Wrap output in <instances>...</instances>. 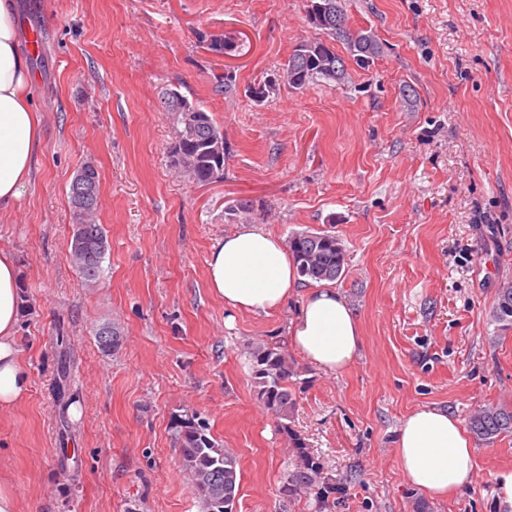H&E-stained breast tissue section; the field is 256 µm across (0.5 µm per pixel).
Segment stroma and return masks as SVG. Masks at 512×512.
<instances>
[{
  "mask_svg": "<svg viewBox=\"0 0 512 512\" xmlns=\"http://www.w3.org/2000/svg\"><path fill=\"white\" fill-rule=\"evenodd\" d=\"M306 5L16 0L21 30L40 34L42 124L36 171L0 212L30 380L0 410V479L21 512H202L173 429L187 410L239 460L234 512H319L282 490L297 457L256 399L249 358L252 342L287 341L301 298L255 316L207 287L212 244L244 224L326 231L346 249L336 287L362 346L334 374L295 359L291 426L323 467L327 512H504L512 435L475 442L470 485L431 500L403 479L396 432L419 407L463 424L479 405L512 410V330L491 320L512 281V0H345L352 28L382 45L373 64L254 102L249 87L311 35ZM216 33L239 38L238 53H212ZM175 85L224 131L220 181L171 166L175 116L160 96ZM88 161L108 243L93 288L68 258L69 188ZM241 199L253 211L225 218ZM107 324L121 332L114 352L94 335Z\"/></svg>",
  "mask_w": 512,
  "mask_h": 512,
  "instance_id": "obj_1",
  "label": "stroma"
}]
</instances>
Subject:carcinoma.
<instances>
[{"label": "carcinoma", "instance_id": "carcinoma-1", "mask_svg": "<svg viewBox=\"0 0 512 512\" xmlns=\"http://www.w3.org/2000/svg\"><path fill=\"white\" fill-rule=\"evenodd\" d=\"M319 0H309L306 11L307 25L315 35L300 39L293 47L288 60L280 68L286 75L284 84L299 90L309 84L325 80L340 83L347 77L346 62L322 36L346 46L348 55L357 57L361 48L372 44L367 59L380 55L382 46L374 34L366 31L336 29L334 26H319L311 19V9ZM239 48L238 39L225 33L210 36L208 49L217 54L229 55ZM162 108L179 115L174 130V141L170 148L171 161L184 155L191 159L194 178L199 182L208 181L213 175L224 176V168L214 170V162L208 147L214 144L224 146V131L197 102H191L176 89H167L160 97ZM199 115L198 123L188 126L184 112ZM97 207L83 213L76 212L79 223L86 225L92 247L98 254L96 262L82 268L84 261L75 252H69V260L82 282L93 285L99 282L102 262L107 249V237L102 225L96 223ZM288 246L297 265L298 273L306 282H334L345 277L346 252L336 235L319 231H297L292 233ZM492 321L497 331L512 329V282L499 287L497 302L493 309ZM253 383L259 403L276 419L279 429L295 448L298 461L288 474L285 491L290 496L315 494L319 507L327 506V491L320 484L321 463L307 451L301 438L291 428L297 406V393L292 377L297 375L295 365L287 350L269 343H255L250 347ZM473 434L490 444L501 435L512 433V410L503 407L480 406L469 417ZM180 448L183 469L191 478L199 495L204 512H233L231 507L238 492L240 468L237 456L223 448L211 435L208 424L195 412L178 416L174 422ZM229 509H224V506Z\"/></svg>", "mask_w": 512, "mask_h": 512}]
</instances>
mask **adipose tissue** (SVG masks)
<instances>
[{
	"label": "adipose tissue",
	"instance_id": "1",
	"mask_svg": "<svg viewBox=\"0 0 512 512\" xmlns=\"http://www.w3.org/2000/svg\"><path fill=\"white\" fill-rule=\"evenodd\" d=\"M14 0H0V211L9 209L29 182L42 147L41 119L32 98L33 76L18 48ZM211 293L225 308L267 315L302 294L288 329L294 348L327 373L347 367L361 344V327L335 288L302 289L284 239L260 226L220 238L206 260ZM19 278L11 253L0 250V408L22 401L30 387L16 339ZM399 470L412 487L438 499L472 481L474 445L448 411L422 407L397 430Z\"/></svg>",
	"mask_w": 512,
	"mask_h": 512
}]
</instances>
